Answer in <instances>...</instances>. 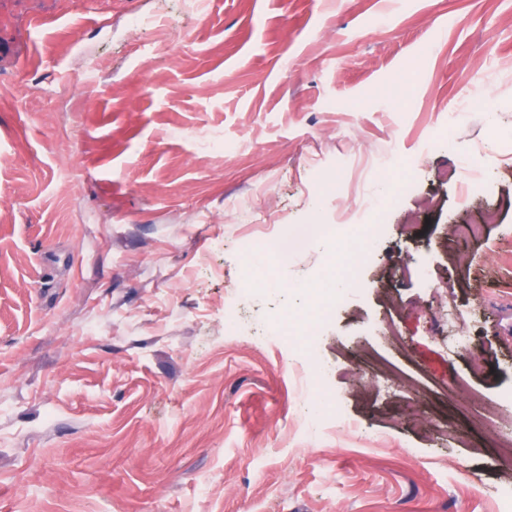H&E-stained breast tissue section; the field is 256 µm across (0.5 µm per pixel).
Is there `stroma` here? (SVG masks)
<instances>
[{
    "label": "stroma",
    "instance_id": "stroma-1",
    "mask_svg": "<svg viewBox=\"0 0 512 512\" xmlns=\"http://www.w3.org/2000/svg\"><path fill=\"white\" fill-rule=\"evenodd\" d=\"M203 2L0 0V512H512V455L435 398L512 413V0ZM399 160L347 300L268 341L335 262L298 227ZM246 238L288 253L242 297ZM410 185V179L394 182L392 188L386 198L383 209L377 210L371 205H363L364 209L370 214L371 220L369 224H365V233L368 236L376 235L382 226L384 210L394 208L398 199L402 197L408 190ZM302 332V327L297 322L288 321L287 313L272 317L266 328L268 338L284 343H288V335L299 336Z\"/></svg>",
    "mask_w": 512,
    "mask_h": 512
}]
</instances>
